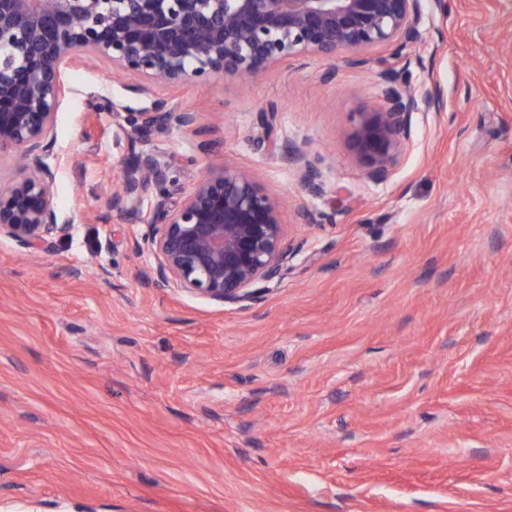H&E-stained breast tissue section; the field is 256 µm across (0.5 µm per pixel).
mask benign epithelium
Segmentation results:
<instances>
[{"label": "benign epithelium", "instance_id": "obj_1", "mask_svg": "<svg viewBox=\"0 0 512 512\" xmlns=\"http://www.w3.org/2000/svg\"><path fill=\"white\" fill-rule=\"evenodd\" d=\"M424 23L419 0H0V155L22 161L16 177L0 183V240L36 251L71 235L46 152L66 70L102 60L143 102L130 112L101 94L96 106L125 117L145 146L112 194V208L141 223L133 247L153 258L154 287L220 304L255 301L295 256L285 245L284 202L233 164L187 187L168 180L170 158L152 136L192 127L196 113L156 96L155 88H207L217 76L256 81L308 55L330 61V79L344 54L375 46L401 54L420 41ZM439 102L431 87L394 88L382 110L358 113L349 133L355 162L371 178L386 176L403 151L411 113ZM274 112L261 118L257 138L298 166L306 196L322 195L315 164L277 153Z\"/></svg>", "mask_w": 512, "mask_h": 512}]
</instances>
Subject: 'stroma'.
I'll return each instance as SVG.
<instances>
[{
	"instance_id": "35a3bbf8",
	"label": "stroma",
	"mask_w": 512,
	"mask_h": 512,
	"mask_svg": "<svg viewBox=\"0 0 512 512\" xmlns=\"http://www.w3.org/2000/svg\"><path fill=\"white\" fill-rule=\"evenodd\" d=\"M420 6L418 46L329 82L310 55L246 88L158 87L197 115L156 135L173 177L227 162L288 201L298 254L245 307L153 288L108 200L139 146L92 98L140 102L107 63L67 70L49 158L73 233L0 241V512H512V0ZM390 62L444 104L376 180L348 134ZM272 105L322 196L255 139Z\"/></svg>"
}]
</instances>
